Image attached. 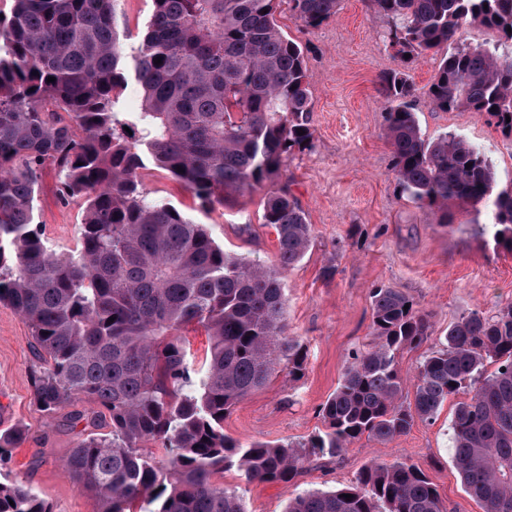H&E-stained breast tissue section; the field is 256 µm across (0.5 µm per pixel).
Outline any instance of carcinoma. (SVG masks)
<instances>
[{"instance_id": "cac0c4a2", "label": "carcinoma", "mask_w": 512, "mask_h": 512, "mask_svg": "<svg viewBox=\"0 0 512 512\" xmlns=\"http://www.w3.org/2000/svg\"><path fill=\"white\" fill-rule=\"evenodd\" d=\"M114 2L12 0L0 18V305L29 328L36 409L50 417L81 400L94 405L73 415L85 421L84 437L65 471L98 512H132L137 503L148 512H246L221 482L225 469L238 467L249 483H291L364 437L387 442L433 420L448 397L467 390L450 424L454 465L484 512H512V303L451 323L419 362L410 400L398 356L430 340V322L407 296L376 288L375 343L348 353L320 409L324 430L297 449L243 446L224 434V416L277 366L294 379L306 370L305 350L288 337L280 274L306 254L312 225L286 189L268 191L263 219L276 232L278 265L247 261L152 197L141 171L153 163L203 206L275 183L288 157L312 142L304 50L275 14L286 3L315 29L340 0H153L131 56ZM369 3L387 18L385 45L404 63L447 49L428 88L434 109L480 112L512 135V0ZM473 24L499 39L468 43ZM131 79L142 89L136 114L118 110ZM379 91L401 192L444 225L450 202L483 206L495 246L512 252V184L498 187L472 143L448 132L424 137L406 70L383 74ZM47 166L60 201H87L79 244L67 255L48 250L35 222ZM193 323L210 338L201 376L179 335ZM27 434L23 424L0 429V461ZM150 444L166 455L146 451ZM0 512L52 508L6 479ZM286 512L449 510L420 466L372 462L350 485L298 493Z\"/></svg>"}]
</instances>
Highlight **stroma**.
I'll use <instances>...</instances> for the list:
<instances>
[{
  "mask_svg": "<svg viewBox=\"0 0 512 512\" xmlns=\"http://www.w3.org/2000/svg\"><path fill=\"white\" fill-rule=\"evenodd\" d=\"M152 10V0H115L114 22L126 54L139 46ZM276 19L303 47L311 75L313 145L289 158L281 179L313 226L304 258L281 274L288 334L304 347L307 365L297 380L284 371L274 374L225 416L224 432L243 445L296 447L323 429L320 409L342 377L348 352L373 339V289L390 288L413 299L437 337L463 314L491 315L512 302V253L495 247L487 215L456 206L453 224L445 226L400 192L385 136L388 105L378 91L380 76L407 69L417 88L413 108L425 138L452 132L479 145L502 186L512 182V136L478 112L433 110L426 92L444 50L404 67L383 42L386 19L367 0H340L336 16L315 29L285 9ZM142 180L152 196L207 225L226 252L276 264V233L263 222L265 189L204 207L163 169L148 166ZM56 182L54 170L42 171L35 221L43 226L48 249L62 255L78 245L85 203L60 202ZM327 266L333 267L332 276H324ZM32 361L26 324L0 306V421L29 429L0 470L47 499L53 512H96L94 499L62 467L84 424L64 413L49 418L36 410L28 372ZM457 402L449 397L435 420L415 422L392 441H357L336 461L307 466L295 482L249 483L233 467L225 470L224 485L242 495L247 512H285L297 492L350 484L372 462L404 461L425 470L450 512H483L452 462L449 427Z\"/></svg>",
  "mask_w": 512,
  "mask_h": 512,
  "instance_id": "obj_1",
  "label": "stroma"
}]
</instances>
